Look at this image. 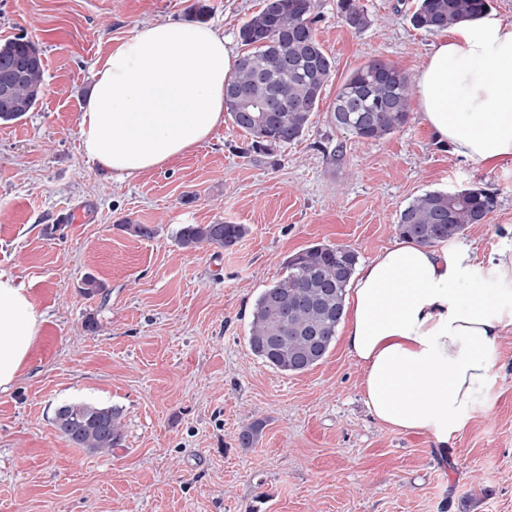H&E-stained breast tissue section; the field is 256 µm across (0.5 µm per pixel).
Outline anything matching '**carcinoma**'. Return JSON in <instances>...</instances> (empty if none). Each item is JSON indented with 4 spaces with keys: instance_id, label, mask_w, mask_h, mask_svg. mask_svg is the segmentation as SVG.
Listing matches in <instances>:
<instances>
[{
    "instance_id": "1",
    "label": "carcinoma",
    "mask_w": 512,
    "mask_h": 512,
    "mask_svg": "<svg viewBox=\"0 0 512 512\" xmlns=\"http://www.w3.org/2000/svg\"><path fill=\"white\" fill-rule=\"evenodd\" d=\"M315 0H263L259 11L238 31L248 48L227 81L224 110L234 126L250 135L247 152L271 156L300 139L317 111L334 65L317 39ZM489 0H416L413 27L429 33L446 31L480 17ZM341 21L361 31L371 24L358 0H337ZM42 52L23 37L0 42V123L20 119L36 105L43 88ZM411 85L396 65L374 60L354 70L329 106L330 122L356 141L382 139L410 118ZM273 112L264 111L267 103ZM497 207L496 194L482 188L427 191L399 213L401 238L436 246L486 223ZM247 233L242 224H183L176 239L185 249L204 245L228 248ZM358 254L347 246L315 244L286 261L287 274L257 297L248 344L255 356L283 372L301 373L328 355L346 313V292ZM54 425L75 447L109 453L122 447L120 410L72 402L57 408ZM263 429L254 421L239 434L251 447Z\"/></svg>"
}]
</instances>
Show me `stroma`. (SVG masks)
<instances>
[{
	"instance_id": "35a3bbf8",
	"label": "stroma",
	"mask_w": 512,
	"mask_h": 512,
	"mask_svg": "<svg viewBox=\"0 0 512 512\" xmlns=\"http://www.w3.org/2000/svg\"><path fill=\"white\" fill-rule=\"evenodd\" d=\"M197 0H0V40L42 50L34 109L0 124V271L26 288L45 323L26 368L0 393V512H512V331L489 350L495 377L448 441L377 422L361 370L334 342L298 374L247 343L252 306L288 256L344 245L360 262L399 241L414 197L481 187L498 206L459 236L478 254L512 237V161L485 166L425 129L418 105L399 131L356 142L329 106L355 69L381 59L415 76L440 34L414 28L406 0H360L357 32L336 0H316L317 38L334 62L318 112L270 157L224 123L164 168L113 180L83 156L78 119L111 46L157 21H191ZM207 24L235 54L261 0H205ZM342 146L337 158L327 147ZM81 212L78 224L61 218ZM242 224L235 246L182 248L183 224ZM132 224L155 227L151 238ZM105 285L86 296L85 276ZM118 408L123 445L74 447L56 409ZM261 436L241 447L243 426ZM358 0H338L337 10L341 21L355 31H361L371 24L370 15Z\"/></svg>"
}]
</instances>
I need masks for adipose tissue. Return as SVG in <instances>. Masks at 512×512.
<instances>
[{
	"mask_svg": "<svg viewBox=\"0 0 512 512\" xmlns=\"http://www.w3.org/2000/svg\"><path fill=\"white\" fill-rule=\"evenodd\" d=\"M236 56L201 23L158 21L99 61L79 116L86 159L122 179L165 167L224 123ZM421 119L456 156L512 160V21L483 14L456 26L414 78ZM344 346L362 369L370 414L447 447L487 391V353L512 328V238L486 256L406 240L357 272L346 298ZM44 316L0 273V391L9 390Z\"/></svg>",
	"mask_w": 512,
	"mask_h": 512,
	"instance_id": "adipose-tissue-1",
	"label": "adipose tissue"
}]
</instances>
